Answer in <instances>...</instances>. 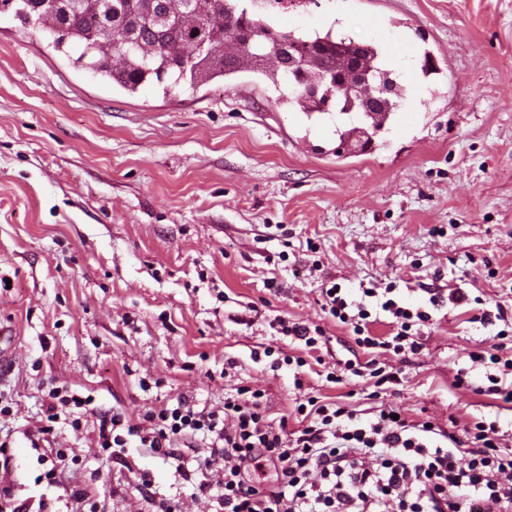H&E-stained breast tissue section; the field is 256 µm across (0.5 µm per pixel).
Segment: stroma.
<instances>
[{
	"label": "stroma",
	"instance_id": "35a3bbf8",
	"mask_svg": "<svg viewBox=\"0 0 512 512\" xmlns=\"http://www.w3.org/2000/svg\"><path fill=\"white\" fill-rule=\"evenodd\" d=\"M263 13L285 32L375 40L409 59L420 94L374 148L339 158L335 115L280 108L253 75L131 96L0 11L8 505L151 512L154 490L183 512H215L195 494L224 479L200 466L205 449L167 458L137 431L147 411L217 409L242 387L263 393L267 421L290 433L311 397L386 405L459 435L478 418L512 429V408L490 391L497 366L471 360L512 318V0H281ZM426 51L440 75H422ZM334 285L355 300L391 285L399 303L428 311L413 328L421 350L358 347L322 307ZM454 288L469 302L449 301ZM499 303L503 320L476 322ZM281 319L322 334L306 347L279 332ZM380 366L400 378L381 393L371 375ZM54 388L92 402L48 420ZM104 413L135 429L113 454L97 444ZM60 450L73 462L48 479Z\"/></svg>",
	"mask_w": 512,
	"mask_h": 512
}]
</instances>
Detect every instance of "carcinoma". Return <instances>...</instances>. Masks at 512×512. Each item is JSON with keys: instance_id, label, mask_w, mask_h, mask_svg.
<instances>
[{"instance_id": "obj_1", "label": "carcinoma", "mask_w": 512, "mask_h": 512, "mask_svg": "<svg viewBox=\"0 0 512 512\" xmlns=\"http://www.w3.org/2000/svg\"><path fill=\"white\" fill-rule=\"evenodd\" d=\"M24 26L46 31L53 47L120 87L130 95L152 85L169 96L184 85L196 89L228 83L252 73L280 91L275 103L304 113H323L306 89L291 87L288 56L311 66L302 76L309 87L337 97L336 69L321 62L322 52L336 45L361 49L362 67L388 74L381 47L373 40L333 35V29L284 33L268 20L249 13L244 0H148L141 8L129 0H0ZM187 23L165 22L175 10ZM404 86L393 84L385 100L359 112H348L349 123L336 127L338 145L366 133L381 132L400 110Z\"/></svg>"}]
</instances>
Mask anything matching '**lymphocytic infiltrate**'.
Masks as SVG:
<instances>
[{
	"instance_id": "f902f5d3",
	"label": "lymphocytic infiltrate",
	"mask_w": 512,
	"mask_h": 512,
	"mask_svg": "<svg viewBox=\"0 0 512 512\" xmlns=\"http://www.w3.org/2000/svg\"><path fill=\"white\" fill-rule=\"evenodd\" d=\"M324 295L330 315L352 326L358 346L397 354L421 349L411 329L429 321L428 312L382 301L394 319L393 336L382 340L371 336L364 305H352L337 287ZM297 412L301 429L291 438L268 425L257 392L219 409L182 402L148 413L141 442L170 457L176 445L206 440L204 464L221 469L224 480L197 490L213 497L220 512H512V433L496 422H475L467 445L453 431L393 418L387 407L364 422L315 399Z\"/></svg>"
}]
</instances>
